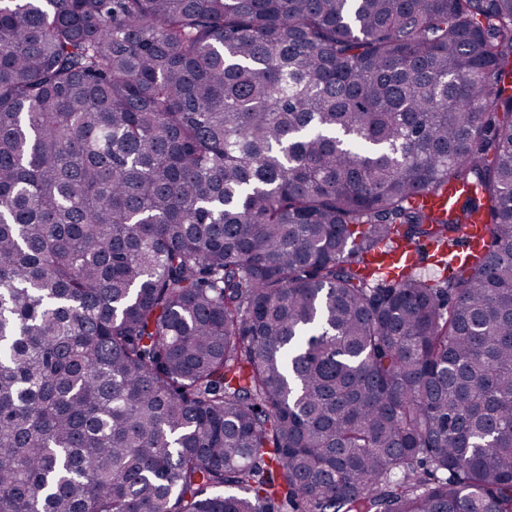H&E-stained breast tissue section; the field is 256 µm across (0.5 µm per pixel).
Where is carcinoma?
<instances>
[{
    "label": "carcinoma",
    "mask_w": 512,
    "mask_h": 512,
    "mask_svg": "<svg viewBox=\"0 0 512 512\" xmlns=\"http://www.w3.org/2000/svg\"><path fill=\"white\" fill-rule=\"evenodd\" d=\"M0 512H512V0H0Z\"/></svg>",
    "instance_id": "carcinoma-1"
}]
</instances>
